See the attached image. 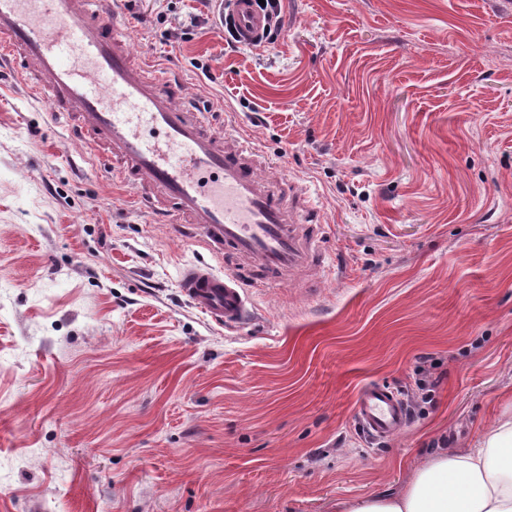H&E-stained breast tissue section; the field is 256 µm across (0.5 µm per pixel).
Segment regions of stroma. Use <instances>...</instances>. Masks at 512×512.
<instances>
[{
  "mask_svg": "<svg viewBox=\"0 0 512 512\" xmlns=\"http://www.w3.org/2000/svg\"><path fill=\"white\" fill-rule=\"evenodd\" d=\"M280 5L266 49L200 0L117 6L137 59L318 197L334 275L231 329L176 286L208 252L0 71V512H336L512 406V0ZM368 382L398 434L359 430ZM356 415L362 429L379 438L396 434L407 423L406 407L399 393L376 382L360 388Z\"/></svg>",
  "mask_w": 512,
  "mask_h": 512,
  "instance_id": "stroma-1",
  "label": "stroma"
}]
</instances>
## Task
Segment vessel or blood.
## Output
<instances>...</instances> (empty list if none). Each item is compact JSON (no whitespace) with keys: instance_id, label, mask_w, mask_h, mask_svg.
Here are the masks:
<instances>
[{"instance_id":"vessel-or-blood-1","label":"vessel or blood","mask_w":512,"mask_h":512,"mask_svg":"<svg viewBox=\"0 0 512 512\" xmlns=\"http://www.w3.org/2000/svg\"><path fill=\"white\" fill-rule=\"evenodd\" d=\"M243 42L261 33L253 0H232ZM113 0H0V63L89 149L96 167L117 175L224 269L189 263L178 288L221 327L249 314L252 292L301 274L327 275L325 229L315 200L255 142L217 134L186 102L182 79L157 72L131 52ZM359 425L385 438L407 423L403 399L372 382L357 395Z\"/></svg>"}]
</instances>
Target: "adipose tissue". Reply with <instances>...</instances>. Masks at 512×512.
<instances>
[{"label":"adipose tissue","mask_w":512,"mask_h":512,"mask_svg":"<svg viewBox=\"0 0 512 512\" xmlns=\"http://www.w3.org/2000/svg\"><path fill=\"white\" fill-rule=\"evenodd\" d=\"M343 512H512V412L477 448L427 458L397 494L359 498Z\"/></svg>","instance_id":"ef3b65f1"}]
</instances>
